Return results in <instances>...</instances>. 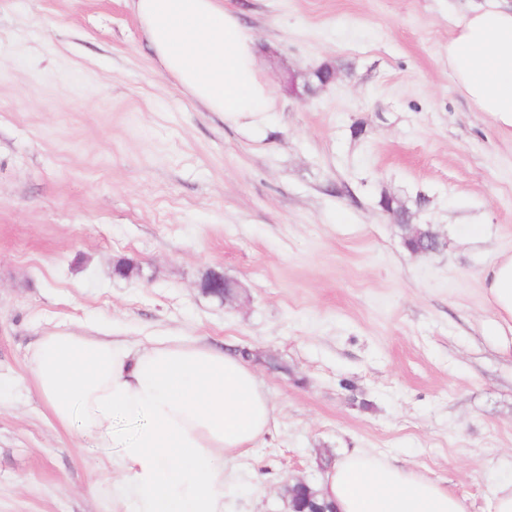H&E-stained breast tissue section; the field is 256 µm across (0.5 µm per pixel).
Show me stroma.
<instances>
[{
	"label": "stroma",
	"instance_id": "35a3bbf8",
	"mask_svg": "<svg viewBox=\"0 0 512 512\" xmlns=\"http://www.w3.org/2000/svg\"><path fill=\"white\" fill-rule=\"evenodd\" d=\"M272 111L225 119L159 68L129 0H0V512H126L30 375L62 331L247 352L271 428L226 512L360 448L490 512L512 477V350L483 272L512 253V131L448 73L469 0H224ZM330 64L314 94L288 72ZM445 246L411 255L383 196ZM127 261L130 277L115 275ZM242 285L230 303L200 284Z\"/></svg>",
	"mask_w": 512,
	"mask_h": 512
}]
</instances>
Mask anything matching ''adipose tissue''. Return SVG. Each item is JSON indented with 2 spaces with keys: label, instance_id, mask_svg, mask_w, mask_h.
Returning <instances> with one entry per match:
<instances>
[{
  "label": "adipose tissue",
  "instance_id": "adipose-tissue-1",
  "mask_svg": "<svg viewBox=\"0 0 512 512\" xmlns=\"http://www.w3.org/2000/svg\"><path fill=\"white\" fill-rule=\"evenodd\" d=\"M164 71L208 111H271L253 33L224 0H131ZM448 72L478 111L512 128V0H483L454 20ZM512 330V255L483 273ZM33 382L51 418L111 454L112 496L129 512H224L227 463L269 431L272 407L240 358L189 342L134 348L70 332L40 339ZM334 512H467L463 498L357 450L317 485Z\"/></svg>",
  "mask_w": 512,
  "mask_h": 512
}]
</instances>
